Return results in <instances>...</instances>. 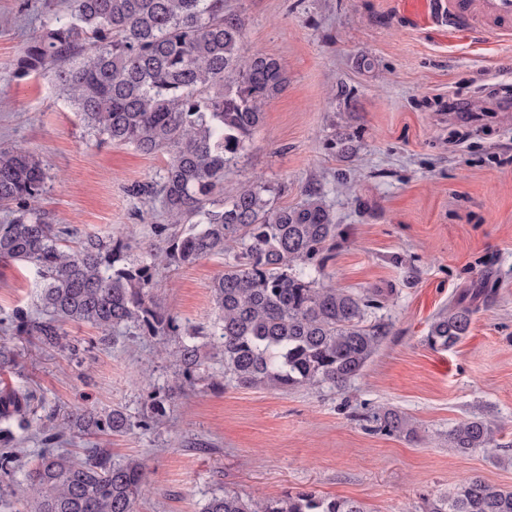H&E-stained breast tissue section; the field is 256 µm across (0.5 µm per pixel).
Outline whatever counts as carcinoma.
<instances>
[{
	"label": "carcinoma",
	"instance_id": "obj_1",
	"mask_svg": "<svg viewBox=\"0 0 512 512\" xmlns=\"http://www.w3.org/2000/svg\"><path fill=\"white\" fill-rule=\"evenodd\" d=\"M70 13L45 25L17 61L21 76L53 69L60 94L101 143L133 145L167 155L160 180L136 193L162 205L166 223L142 256L130 258L118 235L90 236L64 247L69 230L50 222L40 200L50 179L43 160L22 146H0V261L32 265L41 278L40 316H13L15 332L50 347L63 345L67 321L94 326L106 340L132 324L142 335H178L175 317L153 303L161 267H189L228 255L211 285L213 321L178 342L171 355L190 376L206 357L210 337L224 358V377L242 388H341L357 376L387 334L367 321L373 300L323 283L324 251L336 236L335 217L321 192L299 206H271L269 187L251 183L224 195V171L245 150L266 103L283 90L280 62L243 58L244 23L224 0H70ZM473 309L448 306L431 322L426 343L456 345L470 331ZM32 392L0 395V471L18 462L12 422L31 409ZM376 430L417 435L404 415L380 409ZM135 423L122 410H74L42 426L46 445L23 488L31 512H135L146 486L142 462H114L104 448L83 457L55 447L74 432L127 433ZM498 428L471 417L449 432L451 447L468 452L496 445ZM204 512H368L358 501L287 491L267 499L226 491ZM421 512H512V490L478 475L423 499Z\"/></svg>",
	"mask_w": 512,
	"mask_h": 512
}]
</instances>
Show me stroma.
Segmentation results:
<instances>
[{
    "label": "stroma",
    "instance_id": "1",
    "mask_svg": "<svg viewBox=\"0 0 512 512\" xmlns=\"http://www.w3.org/2000/svg\"><path fill=\"white\" fill-rule=\"evenodd\" d=\"M245 22L240 53L280 61L284 89L265 107L250 146L224 174V192L262 180L275 206L317 189L336 240L326 281L374 299L368 322L389 327L345 387L245 389L224 384L222 358L184 376L162 346L128 328L104 343L87 323L64 324L65 347L0 335L13 353L0 392L32 390L16 429L21 467L0 473V512H27L26 470L39 430L58 412L120 407L136 423L152 397L162 425L101 438L113 461L136 458L147 486L136 512H202L234 491L272 498L308 489L362 502L368 512H418L424 497L466 475L512 490V39L431 23L430 0H225ZM63 0H0V145L37 154L50 174L43 209L70 243L123 228L133 242L163 223L159 203L133 187L158 179L165 156L98 145L59 97L54 73L18 77L16 63ZM371 61L357 65L358 57ZM458 97L469 113L445 111ZM225 258L159 269L152 297L181 330L214 319L210 293ZM33 267L0 263V321L34 312ZM461 301L470 332L428 347L435 315ZM398 410L414 438L373 429L377 408ZM473 416L494 420L498 445L467 453L448 432Z\"/></svg>",
    "mask_w": 512,
    "mask_h": 512
}]
</instances>
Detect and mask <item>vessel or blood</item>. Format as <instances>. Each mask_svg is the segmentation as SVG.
Listing matches in <instances>:
<instances>
[{
    "label": "vessel or blood",
    "mask_w": 512,
    "mask_h": 512,
    "mask_svg": "<svg viewBox=\"0 0 512 512\" xmlns=\"http://www.w3.org/2000/svg\"><path fill=\"white\" fill-rule=\"evenodd\" d=\"M433 8L441 20L512 34V0H434Z\"/></svg>",
    "instance_id": "obj_1"
}]
</instances>
